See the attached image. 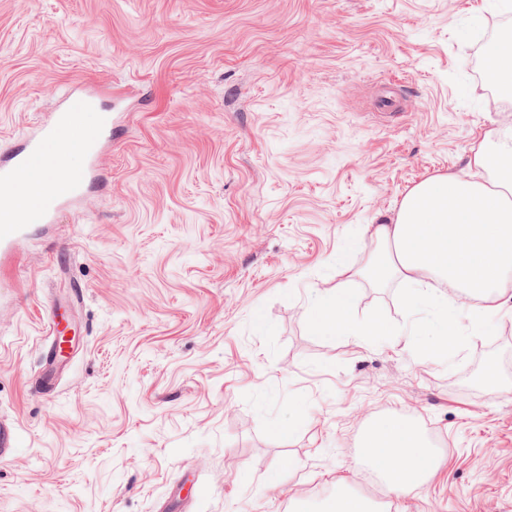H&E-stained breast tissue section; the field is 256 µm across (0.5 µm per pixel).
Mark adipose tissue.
Wrapping results in <instances>:
<instances>
[{"label":"adipose tissue","instance_id":"1","mask_svg":"<svg viewBox=\"0 0 512 512\" xmlns=\"http://www.w3.org/2000/svg\"><path fill=\"white\" fill-rule=\"evenodd\" d=\"M471 175L428 178L402 198L386 224L367 231L383 251L364 274L375 284L398 279L423 289L425 279L469 294L467 315L496 311L512 268V124L488 132L474 150ZM360 464L375 468L394 492L414 488L432 467L419 435L402 420L375 424L363 439Z\"/></svg>","mask_w":512,"mask_h":512}]
</instances>
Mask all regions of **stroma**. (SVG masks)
I'll list each match as a JSON object with an SVG mask.
<instances>
[{
    "label": "stroma",
    "instance_id": "1",
    "mask_svg": "<svg viewBox=\"0 0 512 512\" xmlns=\"http://www.w3.org/2000/svg\"><path fill=\"white\" fill-rule=\"evenodd\" d=\"M510 32L496 0H0V152L67 91L112 115L83 194L0 249V512H294L340 481L512 512V298L475 324L359 274L366 226L512 121L484 65ZM339 283L381 333L316 324ZM392 416L433 455L400 496L358 463Z\"/></svg>",
    "mask_w": 512,
    "mask_h": 512
}]
</instances>
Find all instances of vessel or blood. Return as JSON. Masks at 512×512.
Here are the masks:
<instances>
[{
    "mask_svg": "<svg viewBox=\"0 0 512 512\" xmlns=\"http://www.w3.org/2000/svg\"><path fill=\"white\" fill-rule=\"evenodd\" d=\"M94 102L93 96L85 91L68 94L61 112L41 126L17 151H9L0 160V188L22 182H38L50 179L52 186L25 210L24 222L29 224L50 223L55 213L65 204L77 198L85 189L90 173L100 159V144L108 120L87 121L86 115ZM79 138L84 145L86 160L75 166L55 170L47 174L46 164L54 150ZM21 222V223H24ZM12 210L0 209V245L11 243L20 232Z\"/></svg>",
    "mask_w": 512,
    "mask_h": 512,
    "instance_id": "1",
    "label": "vessel or blood"
}]
</instances>
